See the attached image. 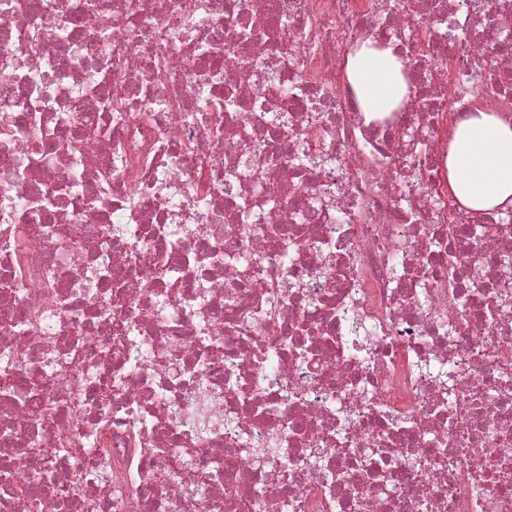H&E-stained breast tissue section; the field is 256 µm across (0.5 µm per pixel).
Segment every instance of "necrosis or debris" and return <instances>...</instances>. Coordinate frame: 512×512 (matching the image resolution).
Masks as SVG:
<instances>
[{
  "mask_svg": "<svg viewBox=\"0 0 512 512\" xmlns=\"http://www.w3.org/2000/svg\"><path fill=\"white\" fill-rule=\"evenodd\" d=\"M483 107L512 0H0V512H512ZM346 73L363 112H392L406 97L403 65L388 49L363 46L349 58ZM448 183L471 210L512 206V125L481 109L463 121L450 145Z\"/></svg>",
  "mask_w": 512,
  "mask_h": 512,
  "instance_id": "necrosis-or-debris-1",
  "label": "necrosis or debris"
}]
</instances>
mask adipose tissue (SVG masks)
<instances>
[{"label":"adipose tissue","instance_id":"adipose-tissue-1","mask_svg":"<svg viewBox=\"0 0 512 512\" xmlns=\"http://www.w3.org/2000/svg\"><path fill=\"white\" fill-rule=\"evenodd\" d=\"M346 73L363 111L390 112L406 97L403 65L390 50L362 47ZM448 183L471 210L512 206V125L483 110L463 121L450 145Z\"/></svg>","mask_w":512,"mask_h":512}]
</instances>
